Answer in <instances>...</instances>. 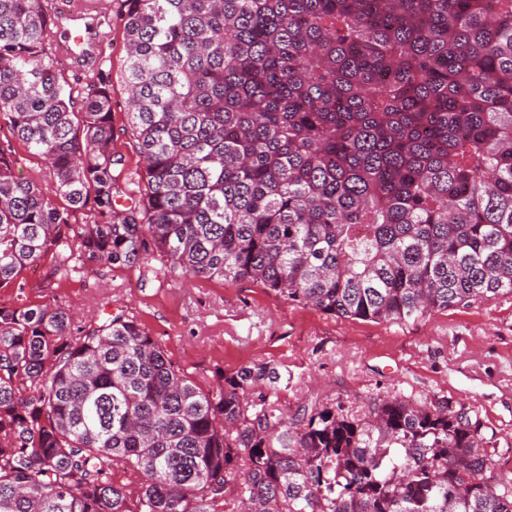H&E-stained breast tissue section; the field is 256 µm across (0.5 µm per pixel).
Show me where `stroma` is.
I'll list each match as a JSON object with an SVG mask.
<instances>
[{
    "label": "stroma",
    "mask_w": 512,
    "mask_h": 512,
    "mask_svg": "<svg viewBox=\"0 0 512 512\" xmlns=\"http://www.w3.org/2000/svg\"><path fill=\"white\" fill-rule=\"evenodd\" d=\"M118 0H95L112 15L103 46L112 66L114 152L137 176L139 155L125 130L124 30ZM24 290L0 289V303L62 302L80 319L126 311L171 360L204 383L267 363L278 369L275 401L288 412L344 408L363 416L376 399L464 405L478 418L496 474L512 477V295L406 322L340 318L249 280L142 282L138 269L86 262L42 289L43 269L22 274Z\"/></svg>",
    "instance_id": "obj_1"
}]
</instances>
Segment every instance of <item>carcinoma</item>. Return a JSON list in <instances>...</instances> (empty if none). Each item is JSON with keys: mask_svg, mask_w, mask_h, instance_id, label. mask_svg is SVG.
<instances>
[{"mask_svg": "<svg viewBox=\"0 0 512 512\" xmlns=\"http://www.w3.org/2000/svg\"><path fill=\"white\" fill-rule=\"evenodd\" d=\"M119 2L136 191L105 51L69 60L77 112L67 21L0 0V288L88 259L370 321L512 294V0ZM277 379L203 385L123 311L0 306V512H512L465 406L289 418ZM15 146L19 159L15 173L22 178L39 177L42 174L44 163L40 159L29 155L22 144L16 143Z\"/></svg>", "mask_w": 512, "mask_h": 512, "instance_id": "carcinoma-1", "label": "carcinoma"}]
</instances>
